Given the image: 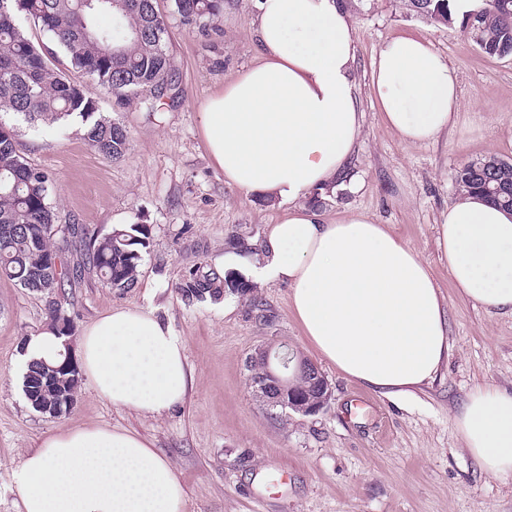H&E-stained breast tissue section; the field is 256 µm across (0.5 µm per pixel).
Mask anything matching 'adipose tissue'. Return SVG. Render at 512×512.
Segmentation results:
<instances>
[{"instance_id":"1","label":"adipose tissue","mask_w":512,"mask_h":512,"mask_svg":"<svg viewBox=\"0 0 512 512\" xmlns=\"http://www.w3.org/2000/svg\"><path fill=\"white\" fill-rule=\"evenodd\" d=\"M258 58L202 105L209 156L245 194L287 207L249 276L291 289L311 346L367 389L408 399L447 361L443 298L427 265L387 226L356 214L326 222L304 200L348 189L363 114L353 78L356 40L344 0H255ZM372 87L402 143L434 141L459 106L456 69L428 42L400 37L374 59ZM437 245L459 295L512 315V212L476 196L438 219ZM97 396L161 415L193 383L186 346L154 311L115 307L78 339ZM466 450L491 476H512V393L473 390L455 416ZM21 512H183L173 465L148 441L76 426L25 453Z\"/></svg>"}]
</instances>
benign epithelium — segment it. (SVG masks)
Listing matches in <instances>:
<instances>
[{
  "mask_svg": "<svg viewBox=\"0 0 512 512\" xmlns=\"http://www.w3.org/2000/svg\"><path fill=\"white\" fill-rule=\"evenodd\" d=\"M258 360L265 363V372L258 375L251 371L248 378L266 403L284 409L291 408L306 415L315 414L325 407L330 396L329 385L309 359L297 356L291 360L285 355L273 356L271 350L259 348L248 357L246 367H251ZM298 377L314 378L320 388V395L312 398L300 393L296 387Z\"/></svg>",
  "mask_w": 512,
  "mask_h": 512,
  "instance_id": "7a95c632",
  "label": "benign epithelium"
}]
</instances>
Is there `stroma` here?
<instances>
[{
  "label": "stroma",
  "mask_w": 512,
  "mask_h": 512,
  "mask_svg": "<svg viewBox=\"0 0 512 512\" xmlns=\"http://www.w3.org/2000/svg\"><path fill=\"white\" fill-rule=\"evenodd\" d=\"M176 62L174 99L157 111L95 94L100 112L126 127L115 159L91 147L80 125L17 123L25 156L54 180L59 224L105 234L146 225L150 249L136 288L120 294L84 270L70 290L73 336L117 306L151 309L186 345L193 385L161 416L116 407L82 383L59 416L35 411L16 371L26 337L47 327L41 295L0 277V512H21L16 473L28 449L77 425L137 434L174 465L185 512H512V477L486 474L465 449L454 416L470 391H512V316L485 312L459 296L440 256L436 224L457 200L454 175L489 155L512 160V57L489 58L459 25L407 16L401 0H360L349 16L356 34L355 79L364 124L349 167L352 187L327 195V221L362 213L413 247L444 299L452 350L434 379L406 400L379 396L319 359L282 283L256 287L268 314L229 294L188 303L176 287L190 269L216 267L234 236L259 247L285 211L228 184L209 157L201 104L256 60L254 0H224L214 30L182 25L171 0H157ZM402 35L424 38L454 66L460 107L434 142L403 144L373 98L372 62ZM288 347L315 360L331 397L319 413L270 408L247 381L259 348Z\"/></svg>",
  "instance_id": "stroma-1"
}]
</instances>
